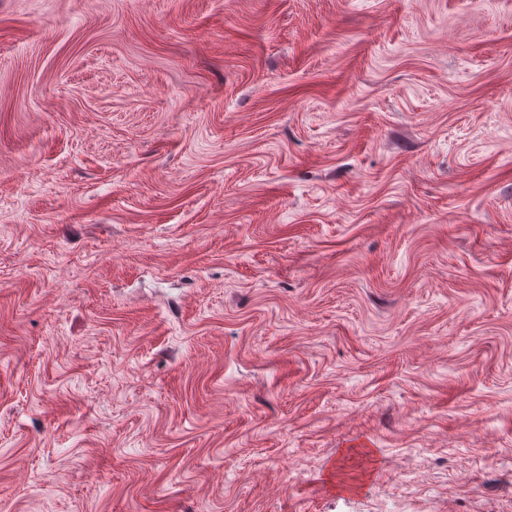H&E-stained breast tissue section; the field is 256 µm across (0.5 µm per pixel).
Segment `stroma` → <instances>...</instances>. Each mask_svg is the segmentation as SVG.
<instances>
[{
	"label": "stroma",
	"instance_id": "35a3bbf8",
	"mask_svg": "<svg viewBox=\"0 0 512 512\" xmlns=\"http://www.w3.org/2000/svg\"><path fill=\"white\" fill-rule=\"evenodd\" d=\"M0 512H512V0H0Z\"/></svg>",
	"mask_w": 512,
	"mask_h": 512
}]
</instances>
